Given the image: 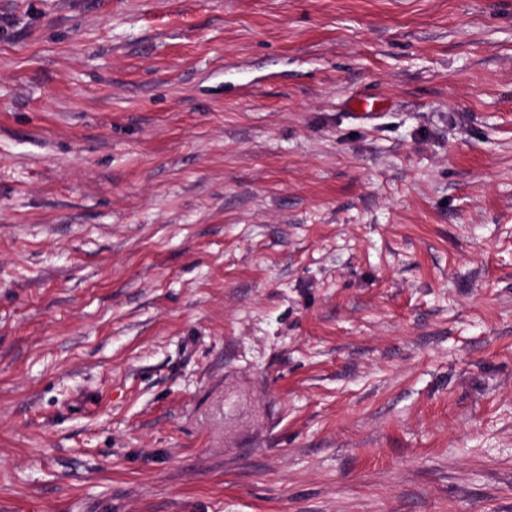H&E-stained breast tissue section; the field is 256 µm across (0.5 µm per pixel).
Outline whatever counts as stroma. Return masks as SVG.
Segmentation results:
<instances>
[{
    "mask_svg": "<svg viewBox=\"0 0 512 512\" xmlns=\"http://www.w3.org/2000/svg\"><path fill=\"white\" fill-rule=\"evenodd\" d=\"M0 512H512V0H0Z\"/></svg>",
    "mask_w": 512,
    "mask_h": 512,
    "instance_id": "stroma-1",
    "label": "stroma"
}]
</instances>
